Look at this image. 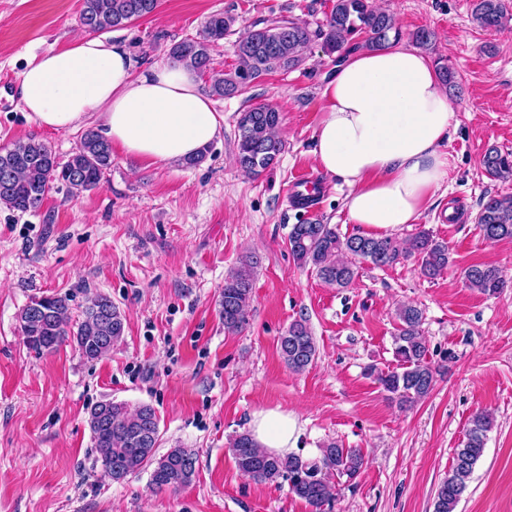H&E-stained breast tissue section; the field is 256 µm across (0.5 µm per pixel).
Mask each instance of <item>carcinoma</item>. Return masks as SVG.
Returning a JSON list of instances; mask_svg holds the SVG:
<instances>
[{
  "label": "carcinoma",
  "instance_id": "1",
  "mask_svg": "<svg viewBox=\"0 0 512 512\" xmlns=\"http://www.w3.org/2000/svg\"><path fill=\"white\" fill-rule=\"evenodd\" d=\"M159 0H81L80 25L90 33L121 28L152 13ZM472 17L485 30L505 26L512 20V0H473ZM235 18L217 13L205 23L199 37L174 43L169 59L208 76L206 91L212 97L234 96L263 76L302 66L316 37L336 60L350 50L366 47L381 50L401 39L394 18L374 8L370 0H334L325 23L312 32L305 24L276 21L245 31L235 44L236 64L228 71L211 66L210 49L231 31ZM280 112L262 104L242 113L237 120L236 162L245 172L260 175L273 167L281 154ZM481 163L493 178L512 180V152L495 147L485 150ZM112 168V146L97 130L89 128L79 146L61 164L48 144L29 138L0 149V203L11 209L38 211L48 193L59 186L77 196L103 185ZM476 223L485 240H512V195H493L481 205ZM288 242L294 261L316 269L320 279L338 288L349 287L356 275V261L386 267L409 257L417 258L421 274L433 278L449 264L448 245L426 230L400 241L390 236L340 235L320 220L293 225ZM254 262L245 261L224 279L220 316L224 330L239 332L247 322L252 297ZM466 287L484 295H497L512 286L495 266L472 265L464 270ZM399 328L393 337L396 368L376 376L389 399L401 408L426 397L435 381V369L427 361L422 336V312L413 305L398 310ZM20 329L30 349L51 352L70 341L88 361L112 351L125 332V316L110 297L93 296L83 319L71 321L67 298L45 295L32 298L19 314ZM281 358L294 372H302L317 356V345L304 319L295 320L279 338ZM88 424L94 448L107 475L114 482L141 470H150V485L156 490L178 491L189 486L196 473L197 454L191 448H171L157 455L159 419L153 407L134 409L123 403L99 402L91 406ZM493 422L489 414L475 413L465 438L454 452L447 478L438 486L433 512H456L469 488L473 471L484 454L487 433ZM238 469L260 482H288V492L320 512L336 497L339 482L350 483L366 465L357 448H341L331 442L315 459L299 455L276 456L262 450L248 433L238 435L231 446Z\"/></svg>",
  "mask_w": 512,
  "mask_h": 512
}]
</instances>
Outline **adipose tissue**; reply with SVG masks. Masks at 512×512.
Instances as JSON below:
<instances>
[{"mask_svg": "<svg viewBox=\"0 0 512 512\" xmlns=\"http://www.w3.org/2000/svg\"><path fill=\"white\" fill-rule=\"evenodd\" d=\"M18 93L37 125L71 131L92 119L109 143L154 164L195 156L224 132L193 70L170 61L137 70L117 41L79 37L32 57ZM322 97L313 154L324 174L347 186L348 221L377 234L414 223L452 166L443 143L454 104L430 60L402 43L357 50L336 64ZM250 429L275 455L299 445L301 428L288 412L259 411Z\"/></svg>", "mask_w": 512, "mask_h": 512, "instance_id": "ef3b65f1", "label": "adipose tissue"}]
</instances>
